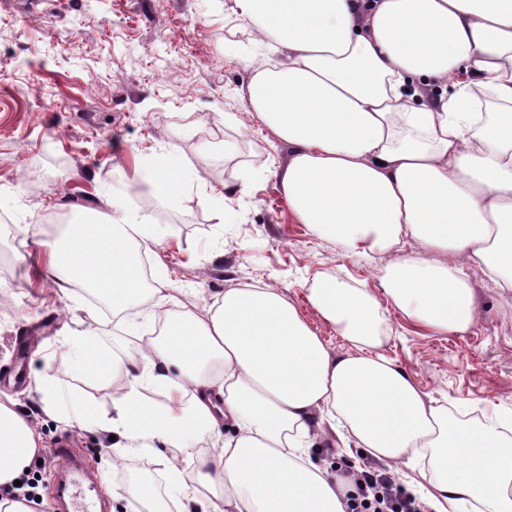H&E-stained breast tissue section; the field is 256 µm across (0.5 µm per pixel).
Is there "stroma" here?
Here are the masks:
<instances>
[{
	"label": "stroma",
	"instance_id": "stroma-1",
	"mask_svg": "<svg viewBox=\"0 0 512 512\" xmlns=\"http://www.w3.org/2000/svg\"><path fill=\"white\" fill-rule=\"evenodd\" d=\"M241 20L235 0H0V369L24 368L28 383L7 385L16 410L36 425L48 446L32 465L34 512H59L56 483L68 469L52 448L84 449L98 470L111 442L95 432L47 418L32 377L58 384L96 413L112 412V378L63 373V343L71 299L44 275L54 238L45 215L79 219V206L107 201L164 225V243L148 253L186 292L187 306L209 303L244 284L277 287L297 303L331 344L341 342L306 301L316 273L365 282L380 293L374 263L339 257L335 244L313 236L293 216L273 175L288 158L252 112L245 91L255 68L273 56ZM167 143L207 183L246 184V193L216 207L189 184L172 204L142 181L143 159ZM35 223V238L19 230ZM479 318L463 335H438L390 309L392 329L382 351L398 361L423 393L447 398L459 418L499 407L512 412V297L490 282L475 285ZM92 311L95 341L118 360L134 355L156 322L132 311L127 325L80 298ZM147 482L153 501L133 495ZM120 498L115 512H177L158 456L128 452L121 467L96 479Z\"/></svg>",
	"mask_w": 512,
	"mask_h": 512
}]
</instances>
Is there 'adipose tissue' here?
Returning <instances> with one entry per match:
<instances>
[{
	"mask_svg": "<svg viewBox=\"0 0 512 512\" xmlns=\"http://www.w3.org/2000/svg\"><path fill=\"white\" fill-rule=\"evenodd\" d=\"M281 50L256 70L249 105L291 153L275 176L293 214L344 257L375 255L381 294L319 273L307 300L345 344L331 349L278 289L246 285L186 309L164 273L147 287L141 252L167 233L119 203L66 225L49 248L61 294L83 286L113 316L146 306L159 336L124 362L75 318L62 370L123 373L112 412L75 408L72 423L123 448H176L199 460L196 485L160 456L181 512H347L350 482L315 456L345 447L417 471L427 512H512V417L454 418L386 357L387 313L433 332L467 333L472 279L512 291V0H236ZM152 193L172 202L197 171L162 150ZM417 250L406 251L407 241ZM168 400L146 404L144 385ZM46 449L0 394V488ZM220 485L218 501L200 488Z\"/></svg>",
	"mask_w": 512,
	"mask_h": 512,
	"instance_id": "obj_1",
	"label": "adipose tissue"
}]
</instances>
